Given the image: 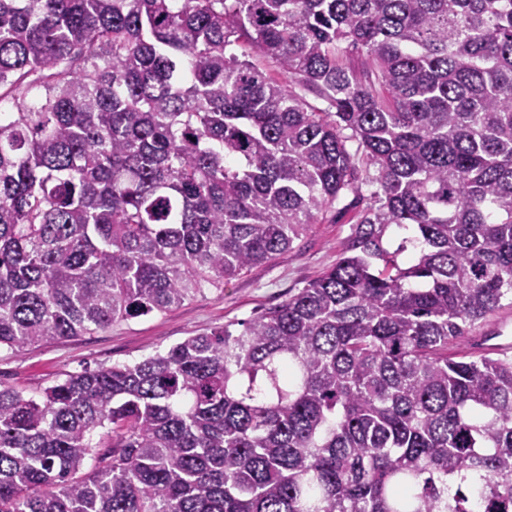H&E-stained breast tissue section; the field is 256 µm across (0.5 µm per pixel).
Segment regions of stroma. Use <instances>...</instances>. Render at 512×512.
I'll list each match as a JSON object with an SVG mask.
<instances>
[{
	"label": "stroma",
	"instance_id": "35a3bbf8",
	"mask_svg": "<svg viewBox=\"0 0 512 512\" xmlns=\"http://www.w3.org/2000/svg\"><path fill=\"white\" fill-rule=\"evenodd\" d=\"M367 206V200L346 197L287 255L254 267L224 288L204 289L171 311L116 322L106 329L52 341L21 355L2 349L0 382L32 395L83 368L139 360L185 337L246 321L332 267L341 243Z\"/></svg>",
	"mask_w": 512,
	"mask_h": 512
}]
</instances>
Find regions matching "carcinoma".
<instances>
[{"label": "carcinoma", "instance_id": "1", "mask_svg": "<svg viewBox=\"0 0 512 512\" xmlns=\"http://www.w3.org/2000/svg\"><path fill=\"white\" fill-rule=\"evenodd\" d=\"M8 97L15 354L222 288L372 190L241 331L0 384V512H512V359L448 358L512 298V0H0Z\"/></svg>", "mask_w": 512, "mask_h": 512}]
</instances>
